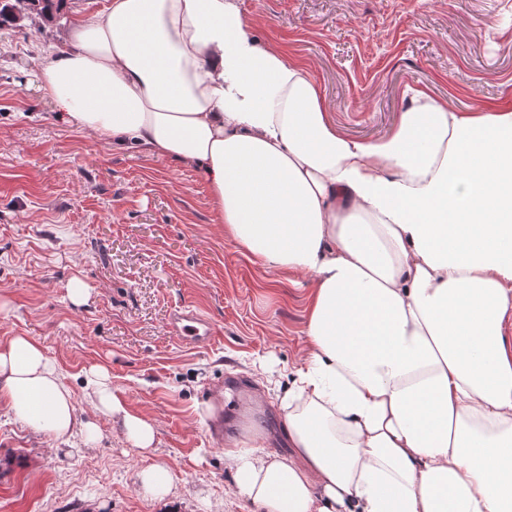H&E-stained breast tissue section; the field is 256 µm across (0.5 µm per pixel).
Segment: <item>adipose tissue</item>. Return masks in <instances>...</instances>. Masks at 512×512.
<instances>
[{"mask_svg":"<svg viewBox=\"0 0 512 512\" xmlns=\"http://www.w3.org/2000/svg\"><path fill=\"white\" fill-rule=\"evenodd\" d=\"M36 71L61 120L195 167L239 246L312 283L279 399L288 449L229 438L235 495L259 512H512L511 107L416 90L389 137L351 138L237 0H108ZM85 379L152 452L154 423L108 370ZM0 400L51 440L101 434L30 337L0 343Z\"/></svg>","mask_w":512,"mask_h":512,"instance_id":"adipose-tissue-1","label":"adipose tissue"}]
</instances>
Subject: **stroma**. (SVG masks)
Listing matches in <instances>:
<instances>
[{"instance_id": "1", "label": "stroma", "mask_w": 512, "mask_h": 512, "mask_svg": "<svg viewBox=\"0 0 512 512\" xmlns=\"http://www.w3.org/2000/svg\"><path fill=\"white\" fill-rule=\"evenodd\" d=\"M107 0H66L50 23L0 29V342L38 341L78 413L101 439L50 443L0 402V512H258L233 493L225 435L248 421L280 432L273 394L252 413L248 370L291 380L306 350V288L269 270L217 224L192 168L113 147L61 121L34 79L38 57L63 44L79 15ZM264 44L307 66L346 135L387 138L418 88L459 110L512 107V0H238ZM91 292L69 297L72 279ZM191 308L214 324L211 345L169 329ZM108 367L129 411L151 418L143 456L117 423L91 410L83 370ZM173 478L164 498L138 489L148 462Z\"/></svg>"}]
</instances>
